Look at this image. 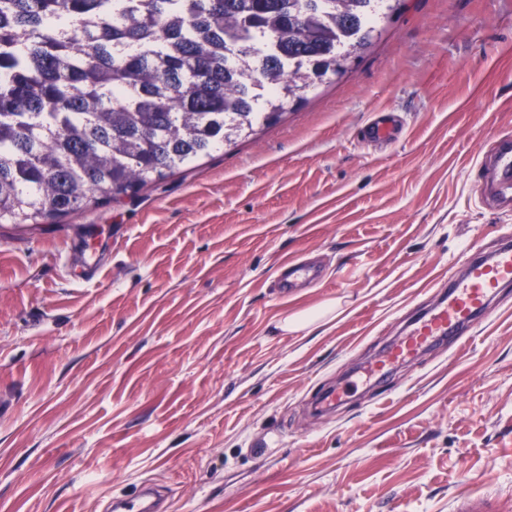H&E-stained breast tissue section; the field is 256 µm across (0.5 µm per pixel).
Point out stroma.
<instances>
[{
	"label": "stroma",
	"mask_w": 512,
	"mask_h": 512,
	"mask_svg": "<svg viewBox=\"0 0 512 512\" xmlns=\"http://www.w3.org/2000/svg\"><path fill=\"white\" fill-rule=\"evenodd\" d=\"M405 3L236 147L119 204L0 224V512H105L145 484L166 512H512V289L462 347L312 409L466 248L512 237L479 166L512 138V0ZM381 109L395 143L362 134ZM288 258L321 280L282 296Z\"/></svg>",
	"instance_id": "obj_1"
}]
</instances>
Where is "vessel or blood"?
I'll use <instances>...</instances> for the list:
<instances>
[{"mask_svg": "<svg viewBox=\"0 0 512 512\" xmlns=\"http://www.w3.org/2000/svg\"><path fill=\"white\" fill-rule=\"evenodd\" d=\"M401 131L402 121L397 114L379 111L367 125L365 135L369 140L389 144L399 138ZM482 163L491 173L486 192L501 201L512 200V139L496 140ZM466 265L465 275L449 279L435 305L418 315L403 336L365 368L362 382H384L390 369L437 341L449 339L461 344L467 331L489 315L502 287L512 284V241L503 240L492 253L473 254ZM319 276L313 267L287 259L279 267L278 286L281 294L289 296L294 288Z\"/></svg>", "mask_w": 512, "mask_h": 512, "instance_id": "obj_1", "label": "vessel or blood"}]
</instances>
